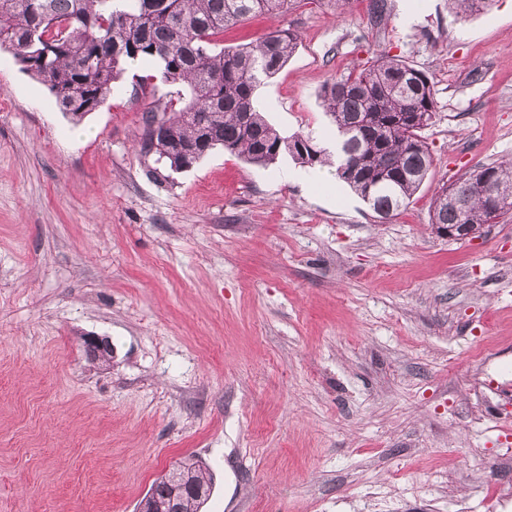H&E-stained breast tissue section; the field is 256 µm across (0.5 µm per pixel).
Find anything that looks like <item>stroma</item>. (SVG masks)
Here are the masks:
<instances>
[{"instance_id": "stroma-1", "label": "stroma", "mask_w": 512, "mask_h": 512, "mask_svg": "<svg viewBox=\"0 0 512 512\" xmlns=\"http://www.w3.org/2000/svg\"><path fill=\"white\" fill-rule=\"evenodd\" d=\"M389 3L377 21L370 0H300L221 38L296 30L257 105L328 149L332 75L382 53L430 77L433 165L385 221L332 167L142 152L133 78L156 65L75 124L0 48V512H136L188 456L204 512H487L512 479V394L487 387L512 377V214L453 241L431 206L512 158V0L464 20Z\"/></svg>"}]
</instances>
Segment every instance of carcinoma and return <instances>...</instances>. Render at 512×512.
Wrapping results in <instances>:
<instances>
[{
	"label": "carcinoma",
	"mask_w": 512,
	"mask_h": 512,
	"mask_svg": "<svg viewBox=\"0 0 512 512\" xmlns=\"http://www.w3.org/2000/svg\"><path fill=\"white\" fill-rule=\"evenodd\" d=\"M295 0H0V47L33 62L70 119L82 120L107 100L112 83L145 60L161 65V79L185 87L179 109L156 97L151 76L133 90L154 99L143 126L159 120L157 144L141 138L174 171L193 167L222 148L255 165L270 166L286 153L310 168L330 164L314 138L282 135L256 107L264 79L295 52L297 33L283 28L255 44L227 50L224 28L257 14L291 9ZM492 0H448L462 17ZM336 126L338 178L384 221L409 204L423 184L432 155L421 131L435 114L430 78L404 60L368 58L359 70L326 82L321 95ZM512 198V160L479 166L437 189L432 224L447 234L458 224L479 230L494 219L496 196ZM183 512H200L211 482L199 460L184 462Z\"/></svg>",
	"instance_id": "carcinoma-1"
}]
</instances>
